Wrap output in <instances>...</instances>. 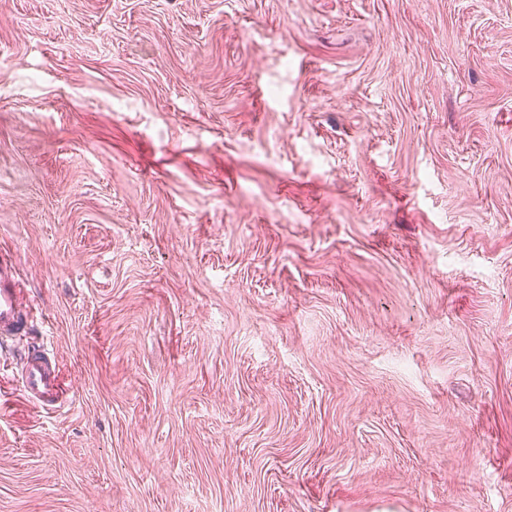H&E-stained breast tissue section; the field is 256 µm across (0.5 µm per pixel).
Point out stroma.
I'll return each instance as SVG.
<instances>
[{
	"mask_svg": "<svg viewBox=\"0 0 512 512\" xmlns=\"http://www.w3.org/2000/svg\"><path fill=\"white\" fill-rule=\"evenodd\" d=\"M0 248V512H512V0H0ZM0 254V339L11 338L26 326L21 307L22 283L12 261ZM21 390L28 401L41 407H53L66 395L56 366L40 352L27 357L22 369Z\"/></svg>",
	"mask_w": 512,
	"mask_h": 512,
	"instance_id": "1",
	"label": "stroma"
}]
</instances>
